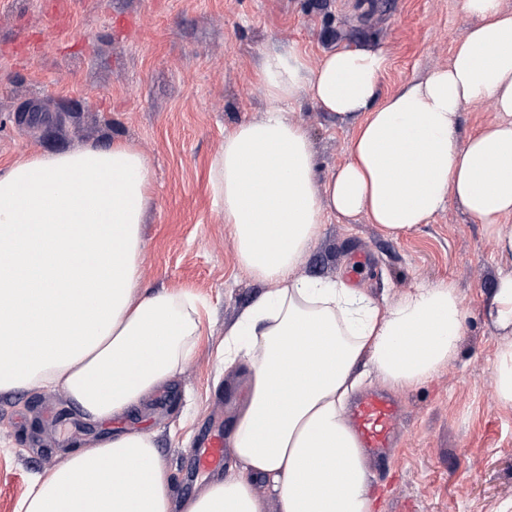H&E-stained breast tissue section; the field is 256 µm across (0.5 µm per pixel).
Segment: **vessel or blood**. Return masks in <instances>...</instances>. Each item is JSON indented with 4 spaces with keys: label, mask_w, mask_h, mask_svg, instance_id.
<instances>
[{
    "label": "vessel or blood",
    "mask_w": 512,
    "mask_h": 512,
    "mask_svg": "<svg viewBox=\"0 0 512 512\" xmlns=\"http://www.w3.org/2000/svg\"><path fill=\"white\" fill-rule=\"evenodd\" d=\"M402 410L392 397L372 392L353 406L350 421L363 447L377 459H384L393 448ZM193 464L199 470H221L224 465V438L213 434L191 450Z\"/></svg>",
    "instance_id": "b4317fda"
}]
</instances>
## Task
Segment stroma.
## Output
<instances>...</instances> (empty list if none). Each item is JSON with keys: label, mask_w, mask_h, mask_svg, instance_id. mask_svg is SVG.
Masks as SVG:
<instances>
[{"label": "stroma", "mask_w": 512, "mask_h": 512, "mask_svg": "<svg viewBox=\"0 0 512 512\" xmlns=\"http://www.w3.org/2000/svg\"><path fill=\"white\" fill-rule=\"evenodd\" d=\"M472 23L458 0H0V163L115 142L141 149L154 170L141 288L191 295L201 320L173 382L118 420L88 422L58 388L0 394V512H16L37 475L71 450L116 430L153 433L178 498L202 487L186 453L235 416L240 380L224 369V328L261 292L238 263L209 169L225 133L268 106L261 55L293 48L314 66L339 47L380 48L388 64L379 89L388 95L447 65ZM290 110L325 183L353 130L306 96ZM359 251L372 266L357 282L376 301L445 279L467 311L454 360L395 394L398 446L386 463H368L378 508L512 512V406L495 376L512 335L489 315L512 259L452 202L396 236L363 217L328 219L295 273L349 277Z\"/></svg>", "instance_id": "stroma-1"}]
</instances>
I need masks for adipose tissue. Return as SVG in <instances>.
<instances>
[{"label": "adipose tissue", "mask_w": 512, "mask_h": 512, "mask_svg": "<svg viewBox=\"0 0 512 512\" xmlns=\"http://www.w3.org/2000/svg\"><path fill=\"white\" fill-rule=\"evenodd\" d=\"M476 17L447 66L380 96L383 49L342 47L318 66L265 54L269 106L224 136L209 182L240 266L262 284L224 332V368L245 378L229 434L234 462L174 503L153 435L116 431L37 476L17 512H374L363 448L346 417L360 363L405 390L454 358L466 320L452 283L380 304L343 279L295 276L327 216L408 232L456 200L512 257V12L459 0ZM309 95L355 122L325 185L305 128L285 106ZM497 118L461 136L466 108ZM153 170L115 142L0 166V393L62 388L104 423L149 401L194 352L186 294L140 290Z\"/></svg>", "instance_id": "obj_1"}]
</instances>
